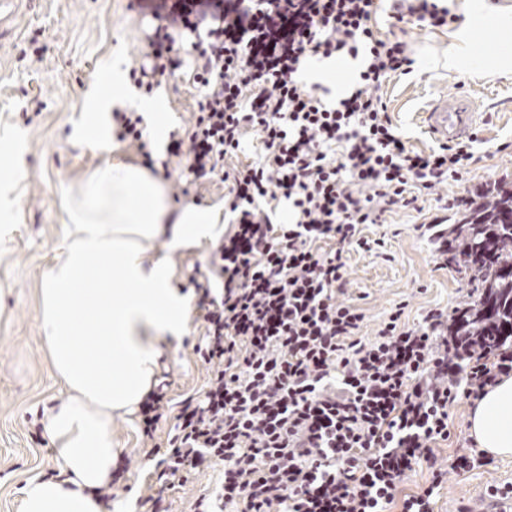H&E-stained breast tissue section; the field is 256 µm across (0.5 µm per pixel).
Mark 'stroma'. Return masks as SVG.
<instances>
[{
  "mask_svg": "<svg viewBox=\"0 0 512 512\" xmlns=\"http://www.w3.org/2000/svg\"><path fill=\"white\" fill-rule=\"evenodd\" d=\"M479 2L487 19H474L464 0H447L457 20L443 29L397 21L384 2L373 21L380 35L397 36L410 49V73L390 77L383 87L388 112L409 147H437L421 120L437 95L470 93L481 123L474 159L460 180L420 196L416 206L391 213L386 223L363 226L372 250L347 247L350 286L341 300L363 311V337H372L393 311H401L405 325L418 326L428 314L453 313L479 294L471 271L443 264L427 231L429 224L452 215L461 199L512 177V73L480 78L466 65L448 68V48L461 31L485 67H493V54L512 55V41H503L495 25L499 18L512 22V0ZM150 26L149 19L130 9L129 0H36L24 8L8 40L0 42V183L11 188L7 203L0 205V225L10 228L0 240V512H20V490L28 478L62 474L40 427L44 408L59 404L65 393L42 344L38 293L63 239L67 193L108 157L143 162L135 147L117 140L111 114L103 116L101 143L87 140L84 107L105 79H119L123 95L115 106L142 116L156 159L163 158L170 133L189 126L196 108L200 91L189 71L162 78L148 95L130 80V69L147 50ZM227 192L220 182L189 186L172 202L171 212L193 205L220 213L221 224H228L223 213ZM215 247V241L204 239L174 249L166 234L151 243L152 253L169 262L184 288L195 270H207ZM202 332L201 322L188 319L184 338L163 346L157 379L167 383L172 402L199 395L206 384L209 369L194 351ZM471 404L462 396L449 408L447 440L436 443L433 462H419L406 474L400 494L431 486L433 512H461L476 493L512 484V458L491 457L482 467L451 470L452 461L470 446ZM114 429L122 445L118 484L134 492L130 512H146L158 458L142 441L139 414L116 419ZM437 467L444 471L439 479L433 474ZM223 473L217 464L167 490L168 512H189L198 495L216 494Z\"/></svg>",
  "mask_w": 512,
  "mask_h": 512,
  "instance_id": "35a3bbf8",
  "label": "stroma"
}]
</instances>
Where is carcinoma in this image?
Wrapping results in <instances>:
<instances>
[{
	"mask_svg": "<svg viewBox=\"0 0 512 512\" xmlns=\"http://www.w3.org/2000/svg\"><path fill=\"white\" fill-rule=\"evenodd\" d=\"M448 263L473 272L482 294L448 324L456 347L512 349V178L462 200L448 224Z\"/></svg>",
	"mask_w": 512,
	"mask_h": 512,
	"instance_id": "carcinoma-1",
	"label": "carcinoma"
}]
</instances>
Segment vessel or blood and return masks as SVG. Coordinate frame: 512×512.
I'll use <instances>...</instances> for the list:
<instances>
[{
	"instance_id": "1",
	"label": "vessel or blood",
	"mask_w": 512,
	"mask_h": 512,
	"mask_svg": "<svg viewBox=\"0 0 512 512\" xmlns=\"http://www.w3.org/2000/svg\"><path fill=\"white\" fill-rule=\"evenodd\" d=\"M424 121L435 139L444 143L461 141L476 128V106L468 94H442L431 101ZM465 512H512V493L478 495L466 505Z\"/></svg>"
}]
</instances>
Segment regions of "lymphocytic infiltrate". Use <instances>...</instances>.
Returning a JSON list of instances; mask_svg holds the SVG:
<instances>
[{"label": "lymphocytic infiltrate", "mask_w": 512, "mask_h": 512, "mask_svg": "<svg viewBox=\"0 0 512 512\" xmlns=\"http://www.w3.org/2000/svg\"><path fill=\"white\" fill-rule=\"evenodd\" d=\"M152 26L130 79L152 92L185 65L202 91L194 122L171 133L165 177L228 184L231 227L214 252L219 294L195 283L205 333L196 352L210 373L203 392L172 412L164 387L140 406L143 435L170 422L168 446L147 497L164 512L166 490L223 464L217 501L238 512H432L433 488L399 495L406 473L448 437V409L512 373V352L448 366V325H401L390 314L364 339L360 308L339 302L344 248H369L365 224L418 201L473 158L458 142L407 146L381 89L408 72V45L380 37L376 0H130ZM397 20L437 29L455 15L437 0H397ZM361 58L354 90L329 106L299 77L306 58ZM258 163L233 164L246 137ZM288 202L292 221L272 220Z\"/></svg>", "instance_id": "lymphocytic-infiltrate-1"}]
</instances>
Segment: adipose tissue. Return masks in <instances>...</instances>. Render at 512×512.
Segmentation results:
<instances>
[{
	"label": "adipose tissue",
	"instance_id": "ef3b65f1",
	"mask_svg": "<svg viewBox=\"0 0 512 512\" xmlns=\"http://www.w3.org/2000/svg\"><path fill=\"white\" fill-rule=\"evenodd\" d=\"M169 205L144 168L105 161L70 190L59 253L39 291L43 342L65 399L44 429L63 478H30L21 512H105L97 489L112 481L120 451L115 418L129 414L156 383L160 344L186 322L187 297L151 242L173 247L212 235L210 212L186 209L165 226ZM477 447L512 456V377L475 398L467 417Z\"/></svg>",
	"mask_w": 512,
	"mask_h": 512
}]
</instances>
